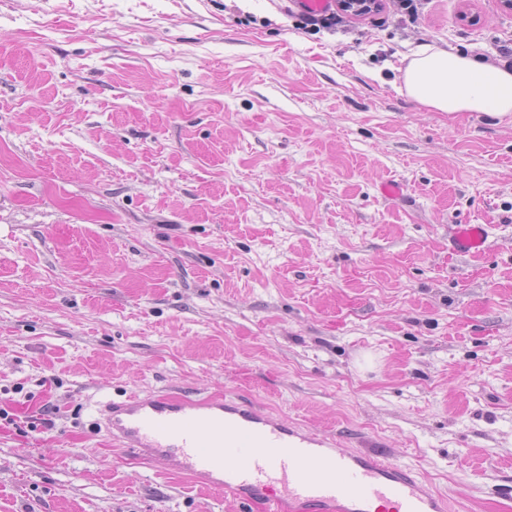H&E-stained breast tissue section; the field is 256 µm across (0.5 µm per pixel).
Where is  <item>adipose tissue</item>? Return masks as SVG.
I'll use <instances>...</instances> for the list:
<instances>
[{
    "instance_id": "ef3b65f1",
    "label": "adipose tissue",
    "mask_w": 512,
    "mask_h": 512,
    "mask_svg": "<svg viewBox=\"0 0 512 512\" xmlns=\"http://www.w3.org/2000/svg\"><path fill=\"white\" fill-rule=\"evenodd\" d=\"M403 91L439 112H480L512 119V68L423 45L403 71Z\"/></svg>"
}]
</instances>
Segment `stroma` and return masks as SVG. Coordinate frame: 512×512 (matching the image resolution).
Wrapping results in <instances>:
<instances>
[{
  "mask_svg": "<svg viewBox=\"0 0 512 512\" xmlns=\"http://www.w3.org/2000/svg\"><path fill=\"white\" fill-rule=\"evenodd\" d=\"M298 19L0 0V512H240L99 429L97 401L158 391L252 399L512 512V123L399 91L421 43L498 59L512 9ZM458 224L484 254L451 253ZM487 238L485 224H458L450 238L451 250L457 254L480 255L486 249Z\"/></svg>",
  "mask_w": 512,
  "mask_h": 512,
  "instance_id": "stroma-1",
  "label": "stroma"
}]
</instances>
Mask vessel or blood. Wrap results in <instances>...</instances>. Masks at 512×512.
<instances>
[{"label": "vessel or blood", "mask_w": 512, "mask_h": 512, "mask_svg": "<svg viewBox=\"0 0 512 512\" xmlns=\"http://www.w3.org/2000/svg\"><path fill=\"white\" fill-rule=\"evenodd\" d=\"M482 224L456 225L454 253L479 255ZM106 433L155 466L267 512H448L445 496L389 458L339 447L335 438L236 397L206 401L156 392L104 400Z\"/></svg>", "instance_id": "obj_1"}]
</instances>
